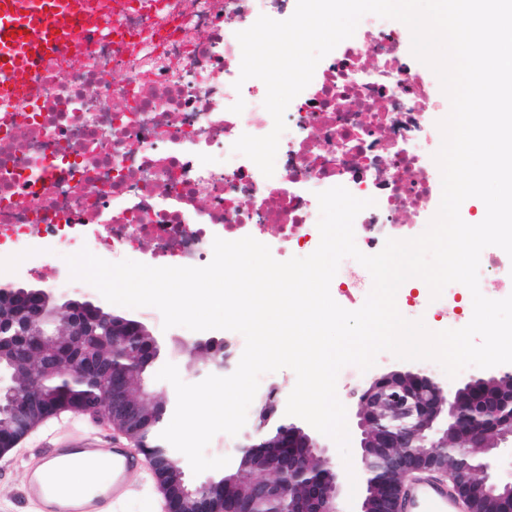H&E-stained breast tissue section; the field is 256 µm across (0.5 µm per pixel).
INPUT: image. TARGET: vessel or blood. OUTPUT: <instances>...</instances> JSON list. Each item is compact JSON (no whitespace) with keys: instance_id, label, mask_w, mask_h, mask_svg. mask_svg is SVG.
<instances>
[{"instance_id":"1","label":"vessel or blood","mask_w":512,"mask_h":512,"mask_svg":"<svg viewBox=\"0 0 512 512\" xmlns=\"http://www.w3.org/2000/svg\"><path fill=\"white\" fill-rule=\"evenodd\" d=\"M84 0H0V98L20 92L39 68L43 56L61 53L75 34L74 15ZM103 461L104 479L80 493H59L45 478L47 464L64 467L73 461ZM141 451L96 426L75 436L55 438L44 460H24L23 493L31 512H122L136 491L135 471L146 468ZM447 485L418 476L403 492V512H460Z\"/></svg>"}]
</instances>
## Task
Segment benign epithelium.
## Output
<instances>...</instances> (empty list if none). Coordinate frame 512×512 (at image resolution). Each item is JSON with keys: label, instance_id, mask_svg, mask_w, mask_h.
Returning a JSON list of instances; mask_svg holds the SVG:
<instances>
[{"label": "benign epithelium", "instance_id": "benign-epithelium-1", "mask_svg": "<svg viewBox=\"0 0 512 512\" xmlns=\"http://www.w3.org/2000/svg\"><path fill=\"white\" fill-rule=\"evenodd\" d=\"M110 314L89 300L68 299L61 303L44 288H28L13 283L0 284V337L35 340L39 345L61 347L83 342L97 327L109 331L112 349L126 353L137 338L150 335L144 323L126 319L111 327ZM130 364L112 366L107 392L99 394L88 384L87 367L72 359L66 368L67 384L84 388L76 409L99 413L109 419L120 412L123 423L116 424L130 439L133 425L142 416L140 403L129 394ZM0 384V457L19 441L13 428L21 426L52 398L42 392L52 375L30 360L15 363ZM273 410L253 424L237 448L233 465L224 479H234L248 487L253 508L265 512L273 503L288 501L289 512H344L340 507L342 484L339 474L326 468L310 473L308 462L324 458L327 447L315 434L290 419L281 429L279 448L268 447L264 431ZM360 430V465L364 494L358 512H398L406 478L428 471L449 482L464 503L466 512H481L482 499L499 504L495 512H512V482L504 485L493 478L494 462L503 449L512 450V371L499 370L488 376L474 374L457 384L443 382L435 371L423 365L392 370L371 384L359 396L355 414ZM463 429L458 447L444 442L448 429ZM398 448L401 453L388 461L383 449ZM441 455L455 457L448 470L435 462ZM402 473L397 481L390 472ZM481 473L472 479V473ZM168 512H224V496L217 492L219 482L210 478L198 485L186 481L178 467L159 476Z\"/></svg>", "mask_w": 512, "mask_h": 512}]
</instances>
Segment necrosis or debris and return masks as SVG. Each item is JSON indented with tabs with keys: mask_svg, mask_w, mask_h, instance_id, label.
<instances>
[{
	"mask_svg": "<svg viewBox=\"0 0 512 512\" xmlns=\"http://www.w3.org/2000/svg\"><path fill=\"white\" fill-rule=\"evenodd\" d=\"M296 0H91L71 49L0 102V253L88 249L155 266L209 264L214 238L318 247L317 192L344 186L363 253L430 206L438 135L401 24L370 19L290 103L272 177L232 146L274 122L261 80L240 81L239 31Z\"/></svg>",
	"mask_w": 512,
	"mask_h": 512,
	"instance_id": "necrosis-or-debris-1",
	"label": "necrosis or debris"
}]
</instances>
